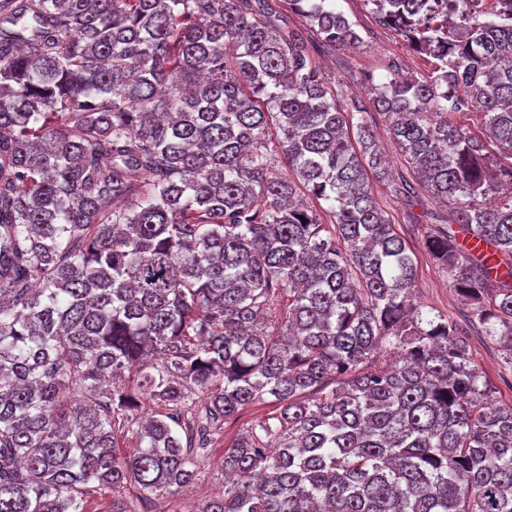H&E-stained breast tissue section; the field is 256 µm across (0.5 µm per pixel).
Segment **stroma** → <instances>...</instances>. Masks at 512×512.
<instances>
[{"mask_svg": "<svg viewBox=\"0 0 512 512\" xmlns=\"http://www.w3.org/2000/svg\"><path fill=\"white\" fill-rule=\"evenodd\" d=\"M335 6L354 25L362 37L361 43L332 49L312 39L308 47L339 92L366 103L371 99L370 78L380 77L385 66L392 64L401 71L416 74L432 69L433 59L411 51L398 32L379 24L365 0H335ZM375 200L415 251L416 304L422 312L440 314L457 322L473 364L491 387L493 401L500 406L512 405V354L501 349L492 337L471 327L465 317V306L447 274L422 248L429 218L443 215L445 205L424 193L411 203L383 185L376 186ZM275 412V404L260 402L225 421L222 429L213 434L198 479L192 486L159 497H145L130 489L112 491L94 487L83 496L84 512H202L224 489L225 448L231 447L258 420Z\"/></svg>", "mask_w": 512, "mask_h": 512, "instance_id": "35a3bbf8", "label": "stroma"}]
</instances>
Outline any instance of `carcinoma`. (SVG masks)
I'll list each match as a JSON object with an SVG mask.
<instances>
[{
    "mask_svg": "<svg viewBox=\"0 0 512 512\" xmlns=\"http://www.w3.org/2000/svg\"><path fill=\"white\" fill-rule=\"evenodd\" d=\"M278 2L0 0V512L186 488L202 455L179 419L202 452L268 398L203 512H512V406L485 399L454 320L412 305L415 254L374 194L449 206L423 247L512 352V0L491 21L366 0L437 60L385 67L372 98L396 180ZM285 2L321 43L361 42L331 0ZM381 346L399 360L366 369ZM147 399L165 413L117 452Z\"/></svg>",
    "mask_w": 512,
    "mask_h": 512,
    "instance_id": "1",
    "label": "carcinoma"
}]
</instances>
